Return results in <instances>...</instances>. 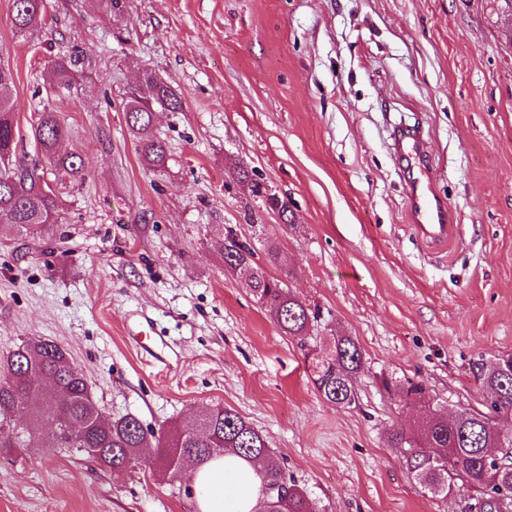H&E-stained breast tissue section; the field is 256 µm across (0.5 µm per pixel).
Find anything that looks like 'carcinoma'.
<instances>
[{"label": "carcinoma", "instance_id": "obj_1", "mask_svg": "<svg viewBox=\"0 0 512 512\" xmlns=\"http://www.w3.org/2000/svg\"><path fill=\"white\" fill-rule=\"evenodd\" d=\"M45 10V0H12V25L27 36ZM54 83L70 88L79 76L77 61L62 57L48 61ZM13 72L0 63V224L17 233L50 231L58 223L60 198L47 176L83 178L86 161L79 152H63L69 128L60 113L45 109L28 129L37 158L27 162L18 148L24 141L13 112L10 90ZM171 112L182 108L178 93L150 73L126 103V122L142 142V158L151 168L164 166L166 149L149 135L154 107ZM224 264L250 270L249 291L256 303L269 309L278 329L288 336H304L316 319L286 283L255 261V251L229 233L223 247ZM364 367L363 354L349 336L334 337L331 353L316 362L313 383L330 403L356 402L354 381ZM0 448H42V428L59 422L61 448L94 449L97 463L120 473L137 464L141 449L154 446L150 467L165 475L188 471L227 455L262 464L260 495L253 512H317L306 491L288 479L265 438L236 411L210 406L193 418L157 435L148 433L139 419L106 416L96 405L87 380L69 354L58 344L31 337L0 361ZM490 397L485 411H461L452 416L430 412L416 433L397 432L391 448L406 459L413 479L435 496L462 490L478 494V512H499L502 502L512 504V440H501L496 416L512 412V355L502 356L481 371ZM407 400L422 398V382L407 381L395 389Z\"/></svg>", "mask_w": 512, "mask_h": 512}]
</instances>
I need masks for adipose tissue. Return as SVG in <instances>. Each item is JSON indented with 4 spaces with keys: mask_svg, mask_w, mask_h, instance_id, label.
Returning <instances> with one entry per match:
<instances>
[{
    "mask_svg": "<svg viewBox=\"0 0 512 512\" xmlns=\"http://www.w3.org/2000/svg\"><path fill=\"white\" fill-rule=\"evenodd\" d=\"M201 512H252L261 486L257 464L220 459L197 468Z\"/></svg>",
    "mask_w": 512,
    "mask_h": 512,
    "instance_id": "obj_1",
    "label": "adipose tissue"
}]
</instances>
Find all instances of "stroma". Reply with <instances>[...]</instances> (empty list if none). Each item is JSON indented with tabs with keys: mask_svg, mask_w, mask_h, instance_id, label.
<instances>
[{
	"mask_svg": "<svg viewBox=\"0 0 512 512\" xmlns=\"http://www.w3.org/2000/svg\"><path fill=\"white\" fill-rule=\"evenodd\" d=\"M11 9L0 0L18 124L60 112L64 148L88 168L59 182L53 232L0 233V355L29 336L59 344L105 414L153 432L233 409L323 512H471L474 492L431 495L390 438L433 410L482 408V365L512 354L502 0H46L25 39ZM76 54L79 82L51 88L47 60ZM145 71L183 100L155 111L151 133L167 150L158 171L125 119ZM406 132L421 135L431 193L457 227L448 247L415 232L394 147ZM230 229L317 312L306 338L283 334L246 272L225 268ZM142 311L170 345L167 366L127 337ZM337 336L364 354L349 407L312 382ZM387 380L422 382L426 394L400 400ZM0 512L199 507L186 477L144 466L116 476L73 448H5Z\"/></svg>",
	"mask_w": 512,
	"mask_h": 512,
	"instance_id": "35a3bbf8",
	"label": "stroma"
}]
</instances>
